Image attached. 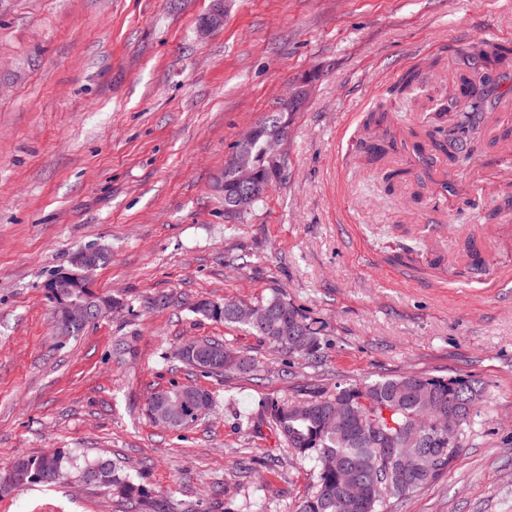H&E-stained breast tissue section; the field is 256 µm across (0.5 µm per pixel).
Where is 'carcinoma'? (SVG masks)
<instances>
[{
	"mask_svg": "<svg viewBox=\"0 0 512 512\" xmlns=\"http://www.w3.org/2000/svg\"><path fill=\"white\" fill-rule=\"evenodd\" d=\"M472 65L484 69L486 83L473 95L470 108L447 124V107H440L436 126L427 140L417 138L410 130L402 133L391 124L387 104L381 102L364 121L368 129L381 130L378 142L364 149L368 161H374L388 151L404 154L413 160L422 155L428 145L446 155L448 164L466 162L478 145L484 131L485 114L493 110L488 89L499 82L501 70L512 68V47L498 45L488 51L483 48L470 55ZM293 107H279L263 120V134L250 143L237 145L235 153L243 166L254 174V181L272 180L267 168L264 144L267 134L288 130ZM90 288L67 289L58 303L91 302ZM249 305L235 301L218 304L207 300L197 302L193 311L205 318L228 325H243L261 336L273 349L298 359L313 361L322 348V328L304 316L281 293L254 305L263 312L258 324L244 323L240 312ZM186 366L206 376L222 377L232 371L246 372L253 364L217 341L186 340L176 351ZM429 394L431 402H455L460 409L456 434L480 413L482 388L475 380L445 379L406 374L385 377L370 382L339 385L330 394L315 393L306 399L289 400L274 406L271 427L281 446L303 460H311L317 469L316 482L295 512H389L391 500L420 489L448 469L456 448L448 445V420L439 417L428 402L415 392ZM213 407L212 394L201 387L189 397L183 386L171 383L156 390L149 398L146 412L151 420L168 428H183L199 420V412ZM418 429L442 442L427 448L420 441L403 448L409 432ZM399 452L415 464L418 475L410 483L402 480L393 468L391 455ZM72 472L88 486L102 487L112 496L128 503L146 506L150 492L128 476L109 459L99 458L78 464L76 459L59 450L47 451L35 457L16 459L6 475L5 483L14 478L17 486L31 483H54L58 472Z\"/></svg>",
	"mask_w": 512,
	"mask_h": 512,
	"instance_id": "obj_1",
	"label": "carcinoma"
}]
</instances>
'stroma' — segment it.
<instances>
[{
	"label": "stroma",
	"mask_w": 512,
	"mask_h": 512,
	"mask_svg": "<svg viewBox=\"0 0 512 512\" xmlns=\"http://www.w3.org/2000/svg\"><path fill=\"white\" fill-rule=\"evenodd\" d=\"M510 29L512 0H0V475L56 449L139 476L151 512H251L257 493L294 512L315 473L280 447L273 406L411 372L476 380L484 403L447 471L393 512H512V287H484L457 255L458 229L512 195V158L483 145L454 172L477 206L429 185L414 212L416 183L387 192L359 148L384 99L395 127H425L471 43ZM412 67L418 88L391 96ZM302 84L280 175L226 216L225 162ZM442 223L435 266L410 227ZM88 248L105 254L91 289L116 305L66 338L46 285ZM277 290L322 326L319 361L193 311ZM191 338L253 372L183 365ZM173 382L214 407L156 424L148 399ZM0 512L130 510L69 479L12 490Z\"/></svg>",
	"instance_id": "stroma-1"
}]
</instances>
